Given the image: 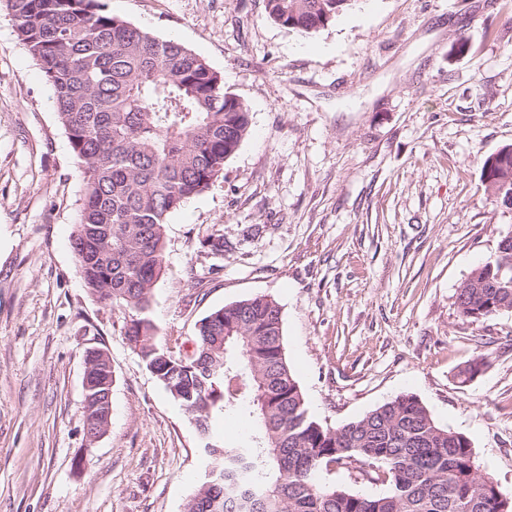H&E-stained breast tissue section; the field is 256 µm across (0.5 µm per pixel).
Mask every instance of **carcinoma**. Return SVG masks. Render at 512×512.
<instances>
[{
  "mask_svg": "<svg viewBox=\"0 0 512 512\" xmlns=\"http://www.w3.org/2000/svg\"><path fill=\"white\" fill-rule=\"evenodd\" d=\"M15 31L39 62L84 184L72 249L84 284L129 313L125 336L146 368L194 421L218 472L185 512H512L490 487L470 439L438 425L400 395L339 427L310 413L285 354L279 303L268 296L211 311L189 354L156 343L153 289L164 271L170 216L213 184L249 134L246 105L173 38L115 16L102 0H6ZM355 0H266L274 22L309 35ZM494 201L512 198V145L483 163ZM504 251L457 291L459 314L481 322L512 311V233ZM85 430L105 424L113 375L103 354L85 356ZM249 410L246 444L227 448L218 417ZM358 465L383 474L385 492L363 495L324 481Z\"/></svg>",
  "mask_w": 512,
  "mask_h": 512,
  "instance_id": "obj_1",
  "label": "carcinoma"
}]
</instances>
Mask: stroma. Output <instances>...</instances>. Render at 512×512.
<instances>
[{
    "mask_svg": "<svg viewBox=\"0 0 512 512\" xmlns=\"http://www.w3.org/2000/svg\"><path fill=\"white\" fill-rule=\"evenodd\" d=\"M104 2L205 58L251 117L165 228L157 343L193 342L212 310L272 297L317 420L415 396L512 500V312L473 323L455 304L512 231L482 183L484 159L512 145V0H357L307 36L271 21L266 0ZM82 199L52 89L0 0V512H185L203 443L129 344L125 311L84 286ZM211 234L223 258L202 247ZM93 346L115 382L91 443Z\"/></svg>",
    "mask_w": 512,
    "mask_h": 512,
    "instance_id": "1",
    "label": "stroma"
}]
</instances>
